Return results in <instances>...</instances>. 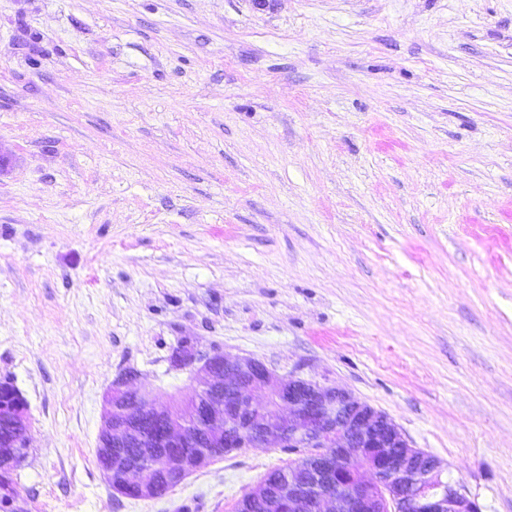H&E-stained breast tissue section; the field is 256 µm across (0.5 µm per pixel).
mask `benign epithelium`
Wrapping results in <instances>:
<instances>
[{
    "label": "benign epithelium",
    "instance_id": "1",
    "mask_svg": "<svg viewBox=\"0 0 512 512\" xmlns=\"http://www.w3.org/2000/svg\"><path fill=\"white\" fill-rule=\"evenodd\" d=\"M171 363L188 368L195 397L162 406L135 389L138 373L127 370L107 391L98 432L97 458L105 481L117 496L154 499L169 492L189 474L224 457L230 448L264 446L303 448L298 475L288 488L273 494L264 482L244 496L243 507H256L279 497L290 512H480L462 486L442 484L443 464L413 448L399 427L384 413L338 386L295 376L280 378L258 359L201 351L192 341L173 351ZM7 399L0 402V426L11 429L28 447L29 403L11 381L4 382ZM208 396L206 403L198 395ZM275 401L269 407V400ZM162 422L156 434L140 425L143 411ZM248 411L236 429L224 418ZM207 451H185L189 432ZM161 452V470L143 458ZM360 463L349 490L334 491L345 466ZM20 457L14 448L0 447V474L14 472Z\"/></svg>",
    "mask_w": 512,
    "mask_h": 512
}]
</instances>
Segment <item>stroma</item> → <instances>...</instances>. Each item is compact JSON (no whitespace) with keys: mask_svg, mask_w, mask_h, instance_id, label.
Here are the masks:
<instances>
[{"mask_svg":"<svg viewBox=\"0 0 512 512\" xmlns=\"http://www.w3.org/2000/svg\"><path fill=\"white\" fill-rule=\"evenodd\" d=\"M0 379L22 512H235L242 448L113 495L103 396L185 338L349 390L512 512V0H0ZM7 399L0 402V445L10 446V434L5 428L11 429L20 439V447L28 448L31 432L29 403L22 392L11 381H4Z\"/></svg>","mask_w":512,"mask_h":512,"instance_id":"1","label":"stroma"}]
</instances>
